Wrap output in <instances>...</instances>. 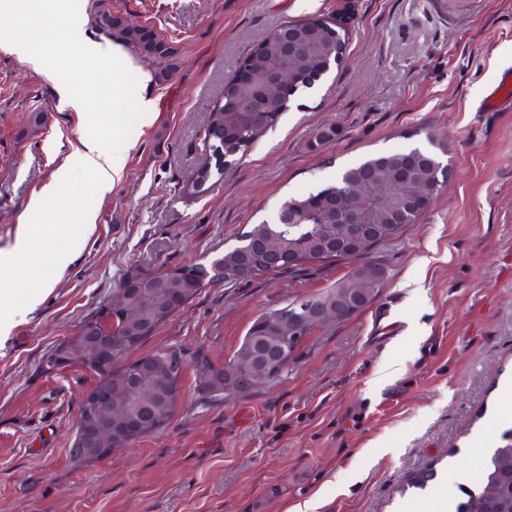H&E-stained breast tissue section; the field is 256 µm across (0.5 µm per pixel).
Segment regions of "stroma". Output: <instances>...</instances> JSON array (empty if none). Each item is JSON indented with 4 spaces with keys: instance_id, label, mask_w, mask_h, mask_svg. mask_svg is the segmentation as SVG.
<instances>
[{
    "instance_id": "obj_1",
    "label": "stroma",
    "mask_w": 512,
    "mask_h": 512,
    "mask_svg": "<svg viewBox=\"0 0 512 512\" xmlns=\"http://www.w3.org/2000/svg\"><path fill=\"white\" fill-rule=\"evenodd\" d=\"M341 8L352 22L339 68L292 96L209 192L181 193L244 53L287 22ZM103 9L176 51L168 81L136 89L154 100V119L134 126L107 195L75 154L86 114L65 105L54 73L0 48V251L13 249L32 201L45 231L16 270L0 271L11 291L0 319L13 324L0 336V512H285L318 492L320 512H442L458 501L474 465L512 442V108L479 109L512 69V0H78L86 36L101 43ZM417 146L440 153L447 187L371 253L386 276L369 307L314 328L274 384L224 403L200 398L196 360L224 363L260 315L355 265L308 262L203 288L141 347L186 358L172 421L102 458L72 456L79 402L97 378L79 365L48 372L43 360L117 300L126 273L224 252L286 199ZM63 166L89 228L60 222L59 200L38 197ZM77 232L78 256L52 268L54 242ZM387 361L398 375L371 387Z\"/></svg>"
}]
</instances>
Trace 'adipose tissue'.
I'll list each match as a JSON object with an SVG mask.
<instances>
[{"mask_svg": "<svg viewBox=\"0 0 512 512\" xmlns=\"http://www.w3.org/2000/svg\"><path fill=\"white\" fill-rule=\"evenodd\" d=\"M129 144L122 138L94 136L81 139L76 151L81 165L94 176L95 188L99 194H107L124 171Z\"/></svg>", "mask_w": 512, "mask_h": 512, "instance_id": "ef3b65f1", "label": "adipose tissue"}]
</instances>
